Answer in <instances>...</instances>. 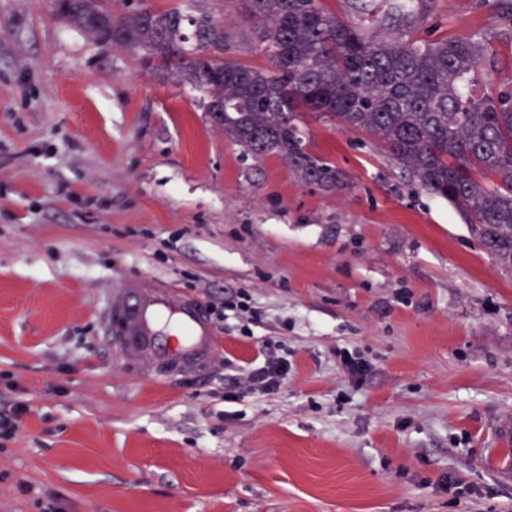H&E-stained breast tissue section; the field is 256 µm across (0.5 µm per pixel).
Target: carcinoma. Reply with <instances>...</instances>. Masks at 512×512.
<instances>
[{
	"mask_svg": "<svg viewBox=\"0 0 512 512\" xmlns=\"http://www.w3.org/2000/svg\"><path fill=\"white\" fill-rule=\"evenodd\" d=\"M271 65L224 55V26L180 8L119 14L112 0H55L54 15L98 48L122 50L207 95L205 110L255 156L276 155L304 181L342 189L344 177L310 154L298 112H317L368 133L422 190L465 217L479 245L512 275V88L481 97L468 87L490 60L480 41L374 39L319 0H249ZM388 17L416 22L407 0Z\"/></svg>",
	"mask_w": 512,
	"mask_h": 512,
	"instance_id": "carcinoma-1",
	"label": "carcinoma"
}]
</instances>
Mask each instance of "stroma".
Here are the masks:
<instances>
[{"label":"stroma","instance_id":"35a3bbf8","mask_svg":"<svg viewBox=\"0 0 512 512\" xmlns=\"http://www.w3.org/2000/svg\"><path fill=\"white\" fill-rule=\"evenodd\" d=\"M224 26L248 0H139ZM0 0V512H512V277L365 132L297 124L346 186L256 158L203 94ZM418 41L475 37L512 85L504 0H414ZM148 274L221 311L204 381L147 377L107 332ZM274 389L250 379L268 350ZM358 361L361 371L346 367Z\"/></svg>","mask_w":512,"mask_h":512}]
</instances>
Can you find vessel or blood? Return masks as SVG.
Instances as JSON below:
<instances>
[{"label": "vessel or blood", "mask_w": 512, "mask_h": 512, "mask_svg": "<svg viewBox=\"0 0 512 512\" xmlns=\"http://www.w3.org/2000/svg\"><path fill=\"white\" fill-rule=\"evenodd\" d=\"M107 317L110 335L147 373L165 369L200 380L218 357L216 331L206 308L197 298L152 277L123 280Z\"/></svg>", "instance_id": "1"}]
</instances>
